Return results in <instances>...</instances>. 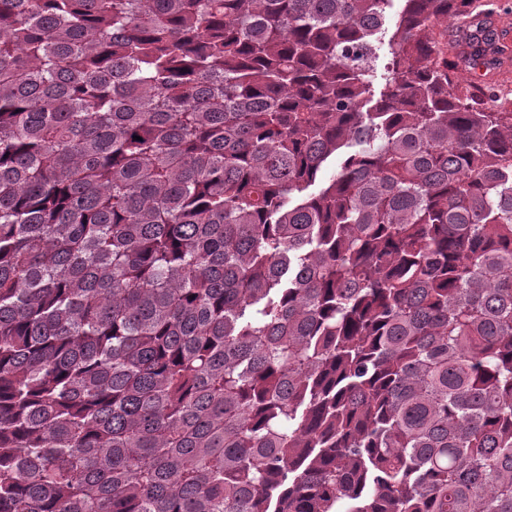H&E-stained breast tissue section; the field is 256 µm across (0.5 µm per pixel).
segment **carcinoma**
Returning a JSON list of instances; mask_svg holds the SVG:
<instances>
[{
    "instance_id": "cac0c4a2",
    "label": "carcinoma",
    "mask_w": 512,
    "mask_h": 512,
    "mask_svg": "<svg viewBox=\"0 0 512 512\" xmlns=\"http://www.w3.org/2000/svg\"><path fill=\"white\" fill-rule=\"evenodd\" d=\"M392 2L0 0V512H512L500 0ZM491 22L501 40L502 37L510 34L509 40H502L509 47L508 53L495 70L489 72L481 67L465 69L458 74L457 78L461 84L482 85L487 81H491L493 84L508 81L509 87L512 88V12L499 11L491 19Z\"/></svg>"
}]
</instances>
